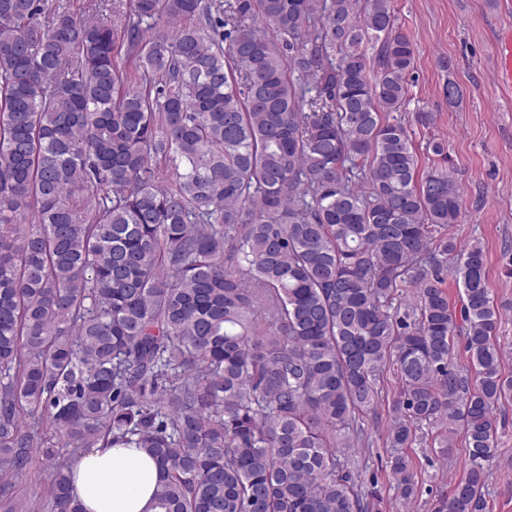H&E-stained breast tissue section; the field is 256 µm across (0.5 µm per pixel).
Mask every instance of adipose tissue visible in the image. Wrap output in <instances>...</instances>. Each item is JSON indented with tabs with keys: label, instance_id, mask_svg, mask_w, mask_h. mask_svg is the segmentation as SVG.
I'll return each instance as SVG.
<instances>
[{
	"label": "adipose tissue",
	"instance_id": "obj_1",
	"mask_svg": "<svg viewBox=\"0 0 512 512\" xmlns=\"http://www.w3.org/2000/svg\"><path fill=\"white\" fill-rule=\"evenodd\" d=\"M160 476L144 449L92 448L72 464L70 480L83 512H156Z\"/></svg>",
	"mask_w": 512,
	"mask_h": 512
}]
</instances>
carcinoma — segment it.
I'll list each match as a JSON object with an SVG mask.
<instances>
[{
	"mask_svg": "<svg viewBox=\"0 0 512 512\" xmlns=\"http://www.w3.org/2000/svg\"><path fill=\"white\" fill-rule=\"evenodd\" d=\"M134 4L0 0V512L37 453L82 512L62 439L146 449L160 512H370L338 449L370 447L388 370L400 495L427 427L468 465L436 512H484L512 372L461 188L392 117L393 0Z\"/></svg>",
	"mask_w": 512,
	"mask_h": 512,
	"instance_id": "obj_1",
	"label": "carcinoma"
}]
</instances>
